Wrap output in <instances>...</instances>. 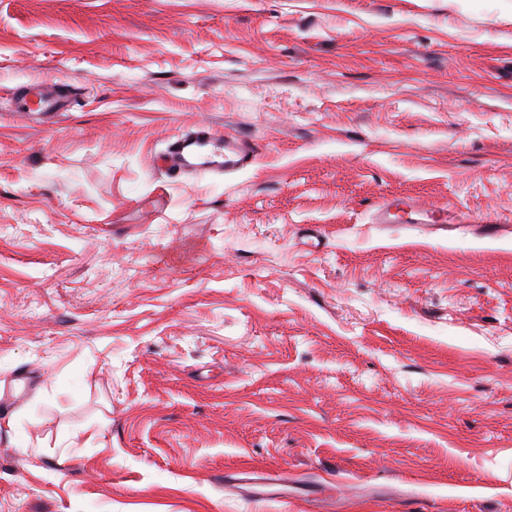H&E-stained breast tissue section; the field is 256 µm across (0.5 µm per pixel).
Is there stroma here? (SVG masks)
<instances>
[{"mask_svg":"<svg viewBox=\"0 0 512 512\" xmlns=\"http://www.w3.org/2000/svg\"><path fill=\"white\" fill-rule=\"evenodd\" d=\"M201 124L256 162L166 172ZM486 219L512 0H0V512H512ZM43 86L33 83L24 87V92L18 101V108L29 110L30 104L35 105L40 112H62L66 101L61 97L47 96L42 92ZM412 215L425 216L428 220L416 219ZM373 222L377 224H409L408 228L420 234H429L438 230L432 211L421 203L411 199H398L384 196L374 204Z\"/></svg>","mask_w":512,"mask_h":512,"instance_id":"1","label":"stroma"}]
</instances>
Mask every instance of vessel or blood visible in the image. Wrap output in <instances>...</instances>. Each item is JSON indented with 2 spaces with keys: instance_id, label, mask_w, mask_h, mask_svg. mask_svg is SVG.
Segmentation results:
<instances>
[{
  "instance_id": "obj_1",
  "label": "vessel or blood",
  "mask_w": 512,
  "mask_h": 512,
  "mask_svg": "<svg viewBox=\"0 0 512 512\" xmlns=\"http://www.w3.org/2000/svg\"><path fill=\"white\" fill-rule=\"evenodd\" d=\"M36 107L42 112L63 111V98L45 95L41 84L25 86L18 102L19 109ZM259 153L256 143L233 131L216 134L211 128L197 127L191 137L176 141L169 147L167 163L169 171L185 169L199 174L228 176L252 165ZM373 221L377 224H406L411 230L429 234L437 229L431 211L411 199L384 196L374 205Z\"/></svg>"
}]
</instances>
